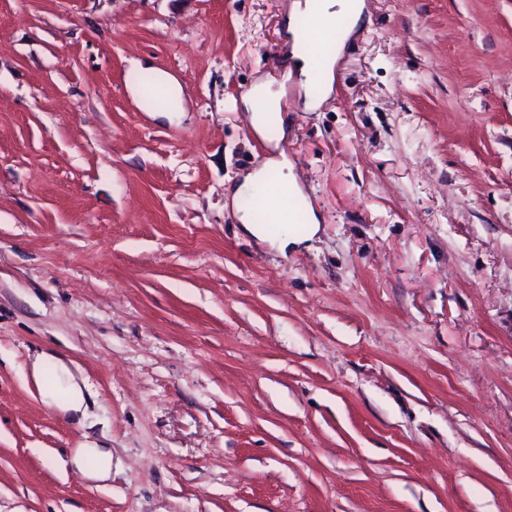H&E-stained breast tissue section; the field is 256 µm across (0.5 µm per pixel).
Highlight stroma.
<instances>
[{"label":"stroma","instance_id":"stroma-1","mask_svg":"<svg viewBox=\"0 0 512 512\" xmlns=\"http://www.w3.org/2000/svg\"><path fill=\"white\" fill-rule=\"evenodd\" d=\"M293 2L0 0V512H512V0H366L313 111ZM251 97L253 99H261L266 103V109L262 112L257 111L252 107V122L256 129L259 131L263 130L271 121L278 123L280 127H282L283 119L280 114L279 102L277 99L269 95L268 88L265 83H259L250 90L247 96V102ZM271 163L277 166V172L280 174L279 183L281 185V188L277 190V202L271 205V213L277 216L278 220L284 221L289 218V221H294L297 218V213L294 210L289 211L288 216H286V204L289 200L292 203L291 208H300L303 210L308 222L305 233L302 236L284 234L279 237L280 239L277 242H279L280 246L285 248L289 244H300L305 240H311L319 230V223L315 213L307 199L298 189L295 177L291 173V167H288L284 163L274 161H271ZM284 168H288L289 172L284 173ZM58 367L63 376L65 385L64 390L66 393V400L63 405V409L79 412L84 401L83 392L81 388L77 385V383L74 381V378L72 374L69 372V370L62 364H60Z\"/></svg>","mask_w":512,"mask_h":512}]
</instances>
